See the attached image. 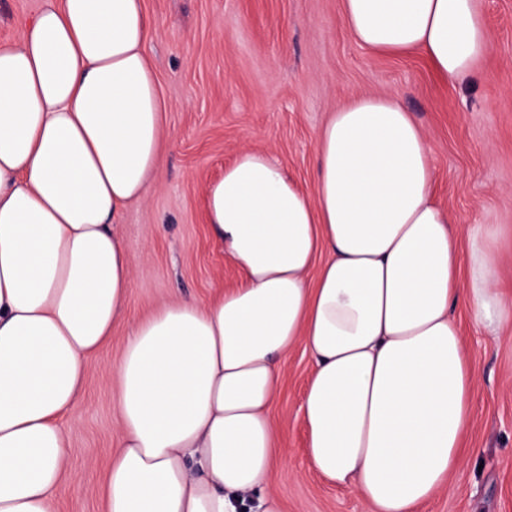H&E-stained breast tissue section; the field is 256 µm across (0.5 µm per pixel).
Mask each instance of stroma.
Masks as SVG:
<instances>
[{
    "label": "stroma",
    "instance_id": "stroma-1",
    "mask_svg": "<svg viewBox=\"0 0 512 512\" xmlns=\"http://www.w3.org/2000/svg\"><path fill=\"white\" fill-rule=\"evenodd\" d=\"M156 25L149 44L170 104L171 139L159 182L128 207L116 231L135 280L126 315L145 318L166 301L207 302L235 288L239 268L205 222L203 188L244 148L270 152L308 194L315 191L316 137L330 112L361 94H395L425 132L435 192L457 224L512 225V0H480L490 51L463 83L434 75L417 53L377 57L341 21V0H145ZM44 0H0V46L21 42ZM478 375L467 465L418 512H512V331L494 337L469 312H452ZM124 325L91 359L73 430L59 512H104L100 465L117 442L112 377ZM313 362L305 347L282 360L272 407L283 423L288 468L268 488L284 512H366L362 498L328 484L304 453L299 412Z\"/></svg>",
    "mask_w": 512,
    "mask_h": 512
}]
</instances>
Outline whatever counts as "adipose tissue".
<instances>
[{"label":"adipose tissue","mask_w":512,"mask_h":512,"mask_svg":"<svg viewBox=\"0 0 512 512\" xmlns=\"http://www.w3.org/2000/svg\"><path fill=\"white\" fill-rule=\"evenodd\" d=\"M377 55L420 52L460 82L489 53L478 0H342ZM144 0H45L0 48V512H57L90 358L126 323L105 512H282L271 408L305 346L306 457L368 512H417L466 463L478 382L456 307L512 329L498 280L511 224L455 226L429 142L396 96L353 97L317 136L314 195L244 149L204 188L241 283L127 321L114 231L159 174L169 110ZM325 262H318L319 254Z\"/></svg>","instance_id":"1"}]
</instances>
